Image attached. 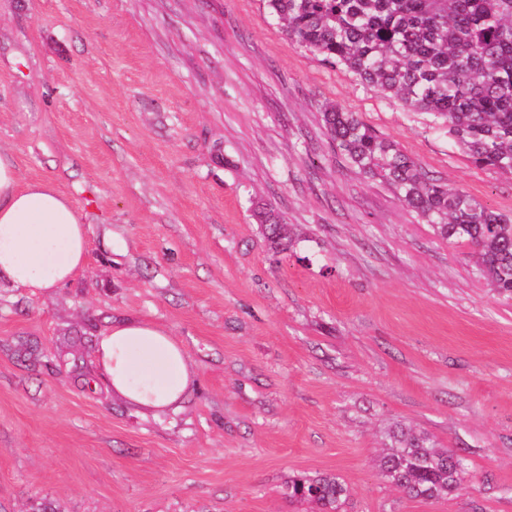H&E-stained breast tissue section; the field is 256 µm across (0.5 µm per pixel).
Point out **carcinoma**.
Here are the masks:
<instances>
[{
  "instance_id": "obj_1",
  "label": "carcinoma",
  "mask_w": 512,
  "mask_h": 512,
  "mask_svg": "<svg viewBox=\"0 0 512 512\" xmlns=\"http://www.w3.org/2000/svg\"><path fill=\"white\" fill-rule=\"evenodd\" d=\"M268 7L291 41L446 125L475 166L512 172V0H268ZM323 117L352 167L386 183L448 246L468 248L477 272L512 297V217L430 177L355 113L327 103ZM256 217L270 247L288 251L287 222L264 206ZM389 439L379 465L388 483L421 500L465 490L464 457L411 427ZM285 494L320 512H345L348 499L345 484L328 475L295 476Z\"/></svg>"
}]
</instances>
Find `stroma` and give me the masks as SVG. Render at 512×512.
Segmentation results:
<instances>
[{"mask_svg": "<svg viewBox=\"0 0 512 512\" xmlns=\"http://www.w3.org/2000/svg\"><path fill=\"white\" fill-rule=\"evenodd\" d=\"M328 100L512 216L511 172L290 41L266 0H0V148L89 226L65 287L0 288V512H313L283 490L318 473L347 512H512V298L336 153ZM129 318L183 345L178 407L99 374ZM400 425L463 455L467 490L384 481ZM256 217L264 228L270 247L276 252H287L293 242L287 222L276 215L273 209L264 206L258 208Z\"/></svg>", "mask_w": 512, "mask_h": 512, "instance_id": "35a3bbf8", "label": "stroma"}]
</instances>
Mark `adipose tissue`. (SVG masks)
I'll list each match as a JSON object with an SVG mask.
<instances>
[{
    "instance_id": "adipose-tissue-1",
    "label": "adipose tissue",
    "mask_w": 512,
    "mask_h": 512,
    "mask_svg": "<svg viewBox=\"0 0 512 512\" xmlns=\"http://www.w3.org/2000/svg\"><path fill=\"white\" fill-rule=\"evenodd\" d=\"M88 229L73 200L46 180L22 181L0 151V286L47 293L86 264ZM97 366L128 402L150 409L177 405L191 371L183 346L145 319L112 325L96 343Z\"/></svg>"
}]
</instances>
